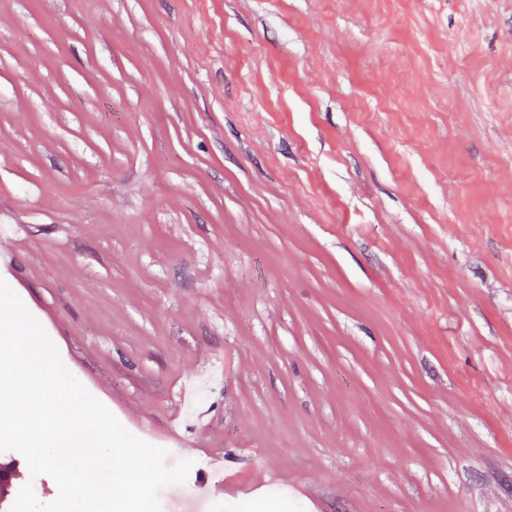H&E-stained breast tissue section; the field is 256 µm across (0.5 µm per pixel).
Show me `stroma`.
<instances>
[{
  "instance_id": "obj_1",
  "label": "stroma",
  "mask_w": 512,
  "mask_h": 512,
  "mask_svg": "<svg viewBox=\"0 0 512 512\" xmlns=\"http://www.w3.org/2000/svg\"><path fill=\"white\" fill-rule=\"evenodd\" d=\"M0 279L162 512H512V0H0Z\"/></svg>"
}]
</instances>
